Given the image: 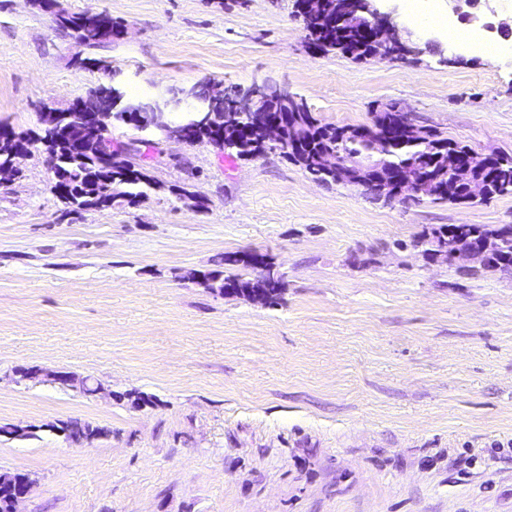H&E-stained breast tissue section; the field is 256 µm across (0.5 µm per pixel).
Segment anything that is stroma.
I'll return each instance as SVG.
<instances>
[{"mask_svg":"<svg viewBox=\"0 0 512 512\" xmlns=\"http://www.w3.org/2000/svg\"><path fill=\"white\" fill-rule=\"evenodd\" d=\"M105 11L125 37L87 48L53 11L0 0V125L35 128L102 83L151 98L209 79H270L325 123L394 103L480 155L512 156V55L415 27L418 53H311L295 0H59ZM456 26L512 16V0H433ZM90 66H82V59ZM133 207L62 217L32 145L0 186V470L35 485L21 512H512V274L430 259L443 224H512V196L471 204L372 201L280 150L242 159L159 143ZM268 255L275 303L190 278ZM19 367L101 383L89 396ZM111 429L77 447L50 424Z\"/></svg>","mask_w":512,"mask_h":512,"instance_id":"stroma-1","label":"stroma"}]
</instances>
